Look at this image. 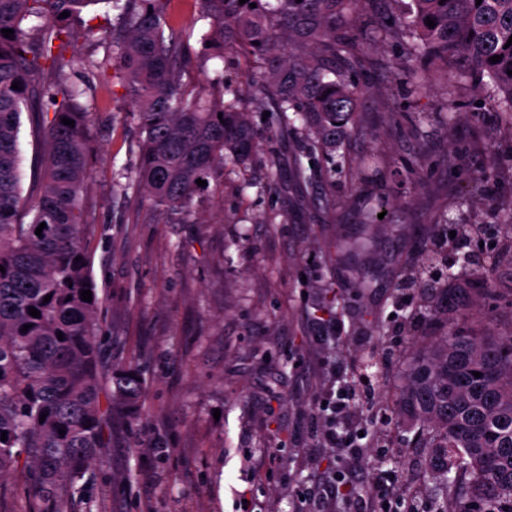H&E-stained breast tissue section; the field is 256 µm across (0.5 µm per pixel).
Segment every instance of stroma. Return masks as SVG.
Here are the masks:
<instances>
[{
  "mask_svg": "<svg viewBox=\"0 0 512 512\" xmlns=\"http://www.w3.org/2000/svg\"><path fill=\"white\" fill-rule=\"evenodd\" d=\"M406 49L386 41L358 79L360 128L350 159L381 154L372 182L341 173L332 187L297 185L292 159L301 137L267 133L262 113L255 156L205 193L183 220L166 223L130 184L137 130L118 79L91 77L93 112L89 224L84 245L100 298V405L104 444L83 494L60 512H353L370 496L371 475L393 480L390 512L414 500L431 512L441 497L419 430L391 403L400 356L433 327H413L402 281L430 275L420 245L450 223L488 222L487 198L512 200V124L473 86L438 81L425 94H385L388 63ZM197 89L217 73L239 79L246 63L202 61L191 41ZM447 110L456 122L414 132L391 115ZM395 205L389 230L362 224L374 196ZM368 242L359 256L345 245ZM498 300L474 301L454 326L484 335L512 332V258L485 247L464 276ZM345 324L341 339L316 343V318ZM378 380L352 387L349 410L374 447L362 464L319 442V402L346 377L332 370L367 354ZM137 369L145 389L137 419L112 409L113 370ZM359 467L357 484L325 498V475Z\"/></svg>",
  "mask_w": 512,
  "mask_h": 512,
  "instance_id": "stroma-1",
  "label": "stroma"
}]
</instances>
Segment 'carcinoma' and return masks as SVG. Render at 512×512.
<instances>
[{
	"label": "carcinoma",
	"mask_w": 512,
	"mask_h": 512,
	"mask_svg": "<svg viewBox=\"0 0 512 512\" xmlns=\"http://www.w3.org/2000/svg\"><path fill=\"white\" fill-rule=\"evenodd\" d=\"M97 3L119 16L109 66L139 130L133 188L165 222L183 219L207 192L196 180L216 183L230 166L250 160L251 107L270 112L280 135L300 122L309 158L330 162L336 130L355 125L361 95L343 72L380 40L407 49L408 60L392 66L390 85L420 93L430 79L417 63L436 61L443 78L475 83L486 103L512 117V0H407L392 25L360 35L351 26L361 0H196L190 26L174 22L171 0H0V30H14L9 38L0 33V432H7L0 480L24 474V512L81 493L103 447L100 300L82 246L93 112L81 102L77 80L109 66L66 56L77 33L59 19ZM429 19L436 26L426 25ZM193 38L209 58L239 53L259 74L244 88L219 74L210 95L196 92L188 59ZM494 55L502 59L489 61ZM33 105L43 158L28 201L19 132L22 109ZM487 209L496 223L480 225L482 231L512 224V202L492 200ZM432 263L446 270L447 283L435 293L448 308L429 312L438 332L405 358L395 403L419 425L417 445L441 483L462 490L441 512H512V333L448 327L465 305V288L448 254L434 253ZM84 290L92 301L81 300ZM31 307L40 317L29 315ZM138 378L130 366L114 372L113 400L131 418L144 397Z\"/></svg>",
	"instance_id": "obj_1"
}]
</instances>
